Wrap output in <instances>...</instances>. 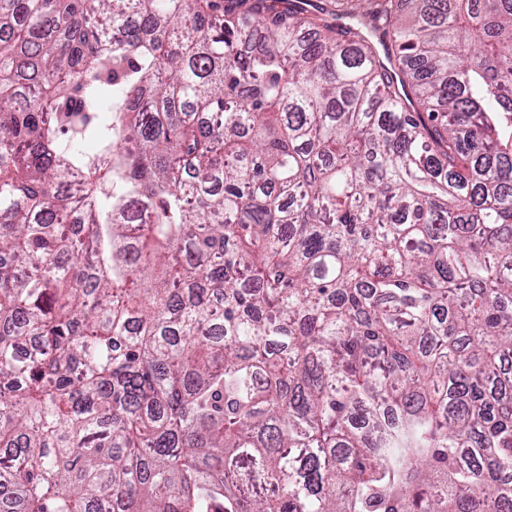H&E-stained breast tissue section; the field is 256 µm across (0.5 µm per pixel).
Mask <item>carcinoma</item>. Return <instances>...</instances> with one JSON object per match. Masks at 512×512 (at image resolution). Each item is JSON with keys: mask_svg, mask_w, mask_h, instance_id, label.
I'll return each mask as SVG.
<instances>
[{"mask_svg": "<svg viewBox=\"0 0 512 512\" xmlns=\"http://www.w3.org/2000/svg\"><path fill=\"white\" fill-rule=\"evenodd\" d=\"M511 355L512 0H0V512H512Z\"/></svg>", "mask_w": 512, "mask_h": 512, "instance_id": "cac0c4a2", "label": "carcinoma"}]
</instances>
